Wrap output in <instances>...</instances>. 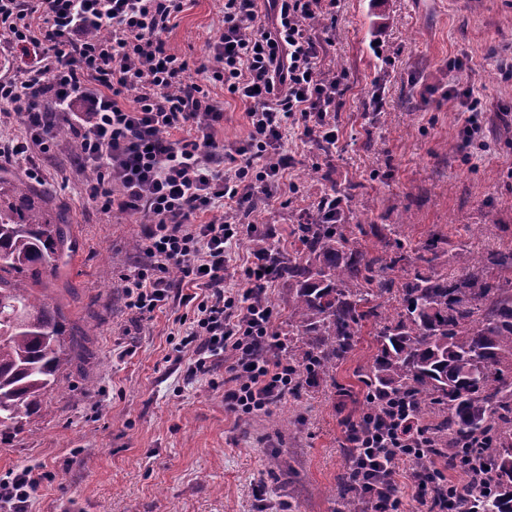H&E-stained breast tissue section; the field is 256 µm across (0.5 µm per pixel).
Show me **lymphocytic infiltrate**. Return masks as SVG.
<instances>
[{"mask_svg": "<svg viewBox=\"0 0 512 512\" xmlns=\"http://www.w3.org/2000/svg\"><path fill=\"white\" fill-rule=\"evenodd\" d=\"M184 0H0V52L20 54L0 75V107L20 121L23 139L0 142V161L28 159L74 139L79 171H94L88 194L102 213L140 219L146 262L121 276L126 308L147 315L171 298L192 306L186 374L224 365V411L244 419L270 414L300 384L287 338L271 327L263 298L275 268L251 251L243 285L225 287L228 247L259 232L255 198L280 203L290 156L288 130L335 144L331 114L348 86L345 71L319 66L330 35L318 18L336 0H224V27L190 66L164 35ZM221 83L246 107V139L218 142L224 110L203 80ZM178 269L180 279L170 276ZM347 469L373 512H399V480L417 490L424 512H448L415 469L409 414L393 407L385 425L346 429ZM407 470H400V463ZM37 484L31 470L0 480V512H27Z\"/></svg>", "mask_w": 512, "mask_h": 512, "instance_id": "f902f5d3", "label": "lymphocytic infiltrate"}]
</instances>
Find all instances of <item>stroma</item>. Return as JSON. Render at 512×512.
<instances>
[{
	"label": "stroma",
	"instance_id": "stroma-1",
	"mask_svg": "<svg viewBox=\"0 0 512 512\" xmlns=\"http://www.w3.org/2000/svg\"><path fill=\"white\" fill-rule=\"evenodd\" d=\"M223 24L224 0H186L165 39L194 61ZM332 39L322 65L348 74L336 144L288 133L298 196L260 216L276 242L288 247L295 225L334 191L350 224L392 225L416 243L439 233L451 252L512 247V79L501 67L512 59V0H339ZM454 58L465 68L449 71ZM452 83L482 98L481 135L465 138ZM204 88L224 108L218 140H243L245 104L221 85ZM66 155L8 168H39L74 218L80 249L47 301L62 307L85 352L49 392L47 411L0 443V479L31 469L39 483L29 512H340L346 424L364 408L358 374L376 353L372 337H361L335 381L304 384L270 414L235 419L224 411L223 365L186 376L192 351L178 347L180 308H125L120 276L144 258L128 247L139 226L101 213ZM273 454L282 468L272 474Z\"/></svg>",
	"mask_w": 512,
	"mask_h": 512
}]
</instances>
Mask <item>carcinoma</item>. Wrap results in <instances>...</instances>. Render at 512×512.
<instances>
[{
    "mask_svg": "<svg viewBox=\"0 0 512 512\" xmlns=\"http://www.w3.org/2000/svg\"><path fill=\"white\" fill-rule=\"evenodd\" d=\"M68 209L54 188L0 169V437L25 431L48 409L70 362L59 310L36 292L76 253ZM300 224L302 251L284 257L273 239L256 248L276 256L288 282L289 356L311 382L333 377L373 323L377 353L361 382L366 412L357 426L383 421L384 400L407 397L415 429L426 437L424 461L467 472L456 512H512V248L462 250L448 269L446 240L398 238L379 249L359 236L374 225ZM405 270L398 276L396 272ZM342 512H360L364 493L343 478Z\"/></svg>",
    "mask_w": 512,
    "mask_h": 512,
    "instance_id": "1",
    "label": "carcinoma"
}]
</instances>
